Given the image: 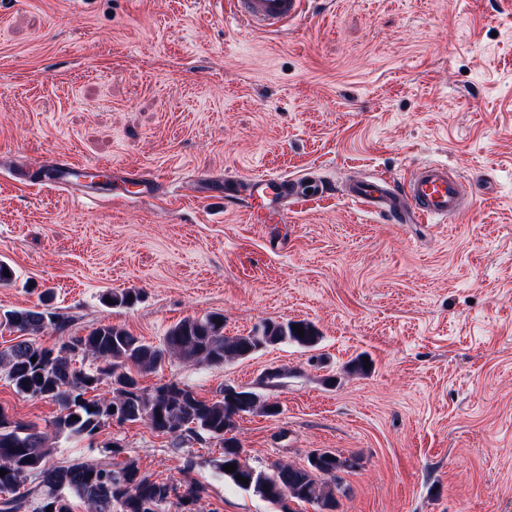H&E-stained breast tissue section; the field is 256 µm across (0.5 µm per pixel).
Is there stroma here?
<instances>
[{
  "instance_id": "1",
  "label": "stroma",
  "mask_w": 512,
  "mask_h": 512,
  "mask_svg": "<svg viewBox=\"0 0 512 512\" xmlns=\"http://www.w3.org/2000/svg\"><path fill=\"white\" fill-rule=\"evenodd\" d=\"M53 155L197 192L86 204L12 179ZM423 162L481 176L454 222L393 224L339 192ZM254 174L328 190L284 224L206 192ZM0 261V310L48 302L71 336L112 324L157 344L215 312L228 336L311 323L315 347L139 381L276 402L232 437L263 468L356 458L336 512H512V0H308L275 33L228 0H0ZM126 291L139 302L108 304ZM0 408L42 429L59 413L1 376ZM115 442L159 481L194 456L201 512H276L213 467L212 439L111 422L57 448L93 461Z\"/></svg>"
}]
</instances>
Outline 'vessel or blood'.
Masks as SVG:
<instances>
[{"label": "vessel or blood", "instance_id": "obj_1", "mask_svg": "<svg viewBox=\"0 0 512 512\" xmlns=\"http://www.w3.org/2000/svg\"><path fill=\"white\" fill-rule=\"evenodd\" d=\"M232 4L236 20L252 30L270 32L282 30L288 21L300 17L305 0H232ZM84 175L83 165L60 156L14 173L20 182L33 185L47 182L70 193L94 198V191L82 182ZM245 183L278 205L283 219L288 216V202L325 190L324 184L304 176H252ZM346 193L365 209L405 224H445L459 216L465 207V185L459 174L438 163L417 165L398 189L393 188L388 178L377 176L350 183Z\"/></svg>", "mask_w": 512, "mask_h": 512}]
</instances>
